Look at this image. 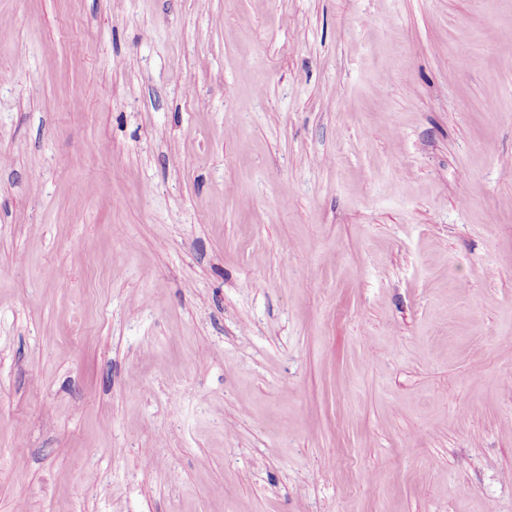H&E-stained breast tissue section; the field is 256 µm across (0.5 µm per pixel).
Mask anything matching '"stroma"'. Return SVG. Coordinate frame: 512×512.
Listing matches in <instances>:
<instances>
[{
    "instance_id": "stroma-1",
    "label": "stroma",
    "mask_w": 512,
    "mask_h": 512,
    "mask_svg": "<svg viewBox=\"0 0 512 512\" xmlns=\"http://www.w3.org/2000/svg\"><path fill=\"white\" fill-rule=\"evenodd\" d=\"M1 68L0 512H512V0H0Z\"/></svg>"
}]
</instances>
